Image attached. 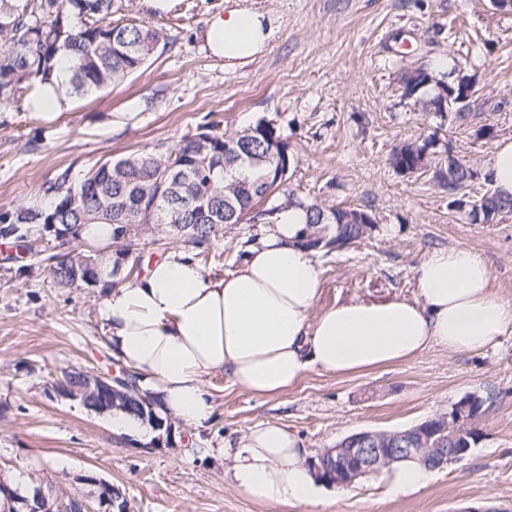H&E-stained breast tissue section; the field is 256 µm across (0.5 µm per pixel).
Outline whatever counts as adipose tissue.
Returning <instances> with one entry per match:
<instances>
[{
  "instance_id": "1",
  "label": "adipose tissue",
  "mask_w": 512,
  "mask_h": 512,
  "mask_svg": "<svg viewBox=\"0 0 512 512\" xmlns=\"http://www.w3.org/2000/svg\"><path fill=\"white\" fill-rule=\"evenodd\" d=\"M275 33L265 13L225 7L204 36L215 56L244 61ZM304 211H279L241 266L209 276L189 261L160 260L107 289L98 317L113 356L138 372L161 413L208 426L207 377L227 376L276 396L310 370L348 376L413 358L437 344L457 353L492 345L512 328V302L492 289L473 252L430 253L414 268L417 298L350 302L321 309L320 272L302 246ZM234 485L268 504H312L321 490L297 436L277 424L249 429L223 450Z\"/></svg>"
}]
</instances>
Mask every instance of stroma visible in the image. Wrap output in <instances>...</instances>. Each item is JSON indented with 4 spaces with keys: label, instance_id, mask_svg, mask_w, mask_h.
I'll return each mask as SVG.
<instances>
[{
    "label": "stroma",
    "instance_id": "obj_1",
    "mask_svg": "<svg viewBox=\"0 0 512 512\" xmlns=\"http://www.w3.org/2000/svg\"><path fill=\"white\" fill-rule=\"evenodd\" d=\"M274 20L276 32L248 62L205 47L203 32L225 0H116V21L162 28L166 44L146 67L85 98L67 97L36 116L34 93L0 106V207L42 195L62 170L78 184L105 161L139 150L167 152L216 126L233 133L265 120L286 139L297 197L367 206L375 224L360 243L318 249L319 307L386 298L415 300L414 266L432 251L467 248L488 265L492 287L512 300V214L473 224L448 210V191L431 176H401L393 147L436 135L481 170L497 143L512 141V14L489 0H238ZM473 80L472 111L493 124L492 139L424 113L402 98L401 76L446 58ZM259 224L224 229L208 255L173 242L162 224L138 229L129 259L147 268L162 258L195 260L208 275L240 266ZM105 286L58 287L20 242L0 237V478L26 470L58 496L96 502L97 481L123 494L126 512H512V330L473 353L429 346L412 359L366 373L316 370L278 396H257L223 376L207 381L215 403L209 426L174 425L171 438L116 435L111 413L60 397L65 372L120 374L97 321ZM491 399L480 437L459 463L433 471L412 493L395 492L388 470L348 487L327 486L315 504L252 500L230 482L224 444L266 423L293 432L308 455L360 430L409 427L467 395Z\"/></svg>",
    "mask_w": 512,
    "mask_h": 512
}]
</instances>
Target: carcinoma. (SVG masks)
Returning a JSON list of instances; mask_svg holds the SVG:
<instances>
[{
  "label": "carcinoma",
  "mask_w": 512,
  "mask_h": 512,
  "mask_svg": "<svg viewBox=\"0 0 512 512\" xmlns=\"http://www.w3.org/2000/svg\"><path fill=\"white\" fill-rule=\"evenodd\" d=\"M115 0H0V106L21 100L24 90L50 79L57 70L61 53L69 57L67 83L72 93L88 95L116 84L141 70L165 41L162 30L145 22H112ZM429 75L406 71L402 75L404 95L424 112L431 110L433 97L425 92ZM280 140L273 124L261 120L239 133L227 134L205 126L166 154L154 150L133 152L102 163L75 187L68 185L69 171L61 172L45 191V197L0 211V236H14L28 253L42 256L49 274L60 288H93L112 276L100 266L89 282L81 265L56 262V254L45 253L35 226L56 224L69 231L85 224L113 225L112 243L120 248L112 253V268L128 256L121 247L143 220L154 212L155 224L169 226L172 238L190 243L200 256L208 252L224 225L269 223L284 206H298L306 214L304 246L314 250L310 238L341 235L346 245L361 242L371 224L345 221L349 207L305 202L281 180L275 195L279 204L254 209V186L270 174L265 165H255L248 154L264 156L271 142ZM427 141H404L394 146L390 167L398 174L422 161L433 167L441 162L424 158ZM471 211L481 212L470 221L497 224L512 213V199L485 190L470 200ZM115 410L139 420L150 410L139 398L120 402Z\"/></svg>",
  "instance_id": "1"
}]
</instances>
